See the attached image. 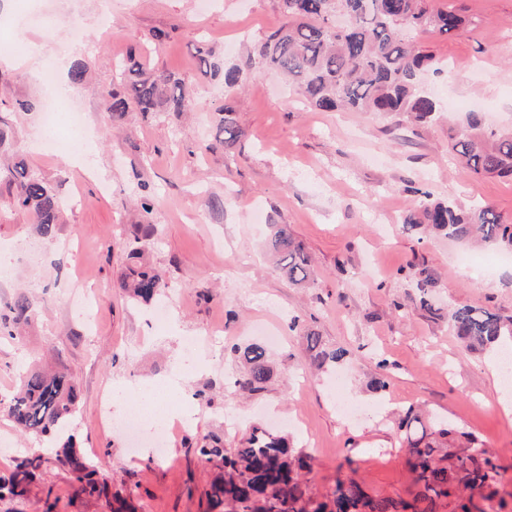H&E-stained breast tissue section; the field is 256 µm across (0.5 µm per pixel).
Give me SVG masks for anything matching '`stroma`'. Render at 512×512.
Listing matches in <instances>:
<instances>
[{"mask_svg":"<svg viewBox=\"0 0 512 512\" xmlns=\"http://www.w3.org/2000/svg\"><path fill=\"white\" fill-rule=\"evenodd\" d=\"M0 0V53L26 45L28 67L0 65V109L8 111L30 170L57 193L60 219L45 238L28 215L3 205L0 251L12 270L0 277V306L24 293L39 301L14 337L0 336V434L9 459L51 447L20 432L2 401L46 355L60 356L81 392L71 432L91 462H102L110 494L132 496L142 512H205L210 466L197 453L205 436L225 447L257 426L281 429L312 457V495L351 477L375 496L410 500L418 493L400 448L399 417L423 408L473 434L500 467L493 512H512V417L499 401L498 347L470 349L448 328V311L469 306L512 317V262L497 250L406 230L400 218L414 187L467 207L492 205L512 220V179L481 177L448 151L449 122L484 113L489 126L512 128V0H434L475 17L465 34L422 38L440 72H425L421 92L441 111L426 127L398 115L322 112L290 91L285 78L257 64L255 50L285 17L278 0ZM164 39H156V32ZM238 66L249 78L226 91L202 66ZM141 59L173 73L192 95L190 111L126 112L112 119L106 102L122 90L121 66ZM83 60L76 102L94 142L76 135L86 164L68 165L44 149L39 115L16 111L44 101L46 60ZM233 103L243 135L231 149L213 147L218 111ZM153 204L144 215L141 197ZM157 230L141 240L165 276L167 326L115 283L139 224ZM272 224L288 225L312 257L313 284L298 289L274 270L263 243ZM433 271L438 315L409 301L413 273ZM81 284L91 303L78 312L66 294ZM346 357L314 372L306 331ZM209 340V364L186 370L184 341ZM266 344L274 372L263 391L240 394L232 345ZM386 368H379V361ZM387 386L375 388L377 378ZM362 415H340L333 381ZM166 383L182 416L157 452L129 448L100 425L101 397L121 386L137 393ZM0 512H110L108 497L78 496L63 468L48 464L23 497L0 499Z\"/></svg>","mask_w":512,"mask_h":512,"instance_id":"1","label":"stroma"}]
</instances>
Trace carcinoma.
Returning a JSON list of instances; mask_svg holds the SVG:
<instances>
[{
	"label": "carcinoma",
	"instance_id": "1",
	"mask_svg": "<svg viewBox=\"0 0 512 512\" xmlns=\"http://www.w3.org/2000/svg\"><path fill=\"white\" fill-rule=\"evenodd\" d=\"M287 22L256 48L259 63L288 77L291 85L315 109L331 112L403 114L428 124L438 112L436 102L417 88L418 75L435 63V57L418 42L423 34L465 31L475 19L459 11L435 8L431 0H278ZM348 18L334 27L336 15ZM130 80L124 91L114 92L108 104L112 116L130 108L141 112L180 113L188 106L182 81L166 71H154L133 61L127 67ZM232 88L247 74L239 67L219 71ZM219 130L220 145L230 148L242 136L226 105ZM449 147L459 163L476 175L512 177V131L485 127L478 112L468 115L459 129L448 128ZM8 187L7 204L27 212L44 236L53 234L60 209L53 188L31 172L23 155L14 151L0 156V183ZM414 207L402 216L407 228L427 225L449 238L472 240L483 246L512 251V222L502 219L490 205L462 208L452 200H435L431 191L414 188ZM265 247L277 269L289 283H310L311 259L286 224H271ZM129 264L118 279V288L130 299L149 304L167 288L163 274L144 258L139 243L129 245ZM420 309L433 312L427 299L436 280L427 269L415 274ZM36 303L21 294L0 314V334L14 336V329L30 323ZM452 332L471 347L492 345L512 336V318L480 308L461 307L448 313ZM311 363L320 369L341 360L346 351L326 349L320 337L307 333ZM234 355L246 371L235 381L243 393L265 389L271 374L267 350L260 343L235 345ZM79 400L77 383L65 367L34 369L21 379L9 399L10 420L23 432L50 436L59 442L49 457H26L0 474V496H20L38 479L48 459L68 468L77 484L75 494L100 496L107 492L105 470L89 462L69 434V424ZM405 430L403 445L413 483L420 487L413 500L376 497L353 478L337 479L322 499L309 494L304 473L311 457L290 445L279 432L254 428L234 448L224 447L212 436L197 449L214 470L205 491L206 512H440L442 504H454L452 512H484L473 500L477 491L485 501L498 494V466L478 440L446 425L428 424L409 409L399 422Z\"/></svg>",
	"mask_w": 512,
	"mask_h": 512
}]
</instances>
